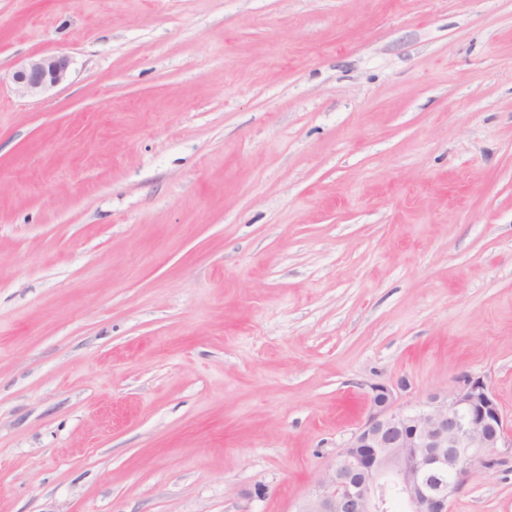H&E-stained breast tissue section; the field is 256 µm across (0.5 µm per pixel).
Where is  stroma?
<instances>
[{
  "label": "stroma",
  "instance_id": "1",
  "mask_svg": "<svg viewBox=\"0 0 512 512\" xmlns=\"http://www.w3.org/2000/svg\"><path fill=\"white\" fill-rule=\"evenodd\" d=\"M465 375L512 426V0H0V512H298ZM69 59L57 54H41L18 67L12 74L15 92L34 98L67 80Z\"/></svg>",
  "mask_w": 512,
  "mask_h": 512
}]
</instances>
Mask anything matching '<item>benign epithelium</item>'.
<instances>
[{
	"mask_svg": "<svg viewBox=\"0 0 512 512\" xmlns=\"http://www.w3.org/2000/svg\"><path fill=\"white\" fill-rule=\"evenodd\" d=\"M69 59L41 54L12 74L15 92L34 98L67 80ZM369 411L299 512H382L391 489L404 512H452L453 500L484 457L512 456V430L485 381L465 377L414 406L372 384Z\"/></svg>",
	"mask_w": 512,
	"mask_h": 512,
	"instance_id": "1",
	"label": "benign epithelium"
}]
</instances>
